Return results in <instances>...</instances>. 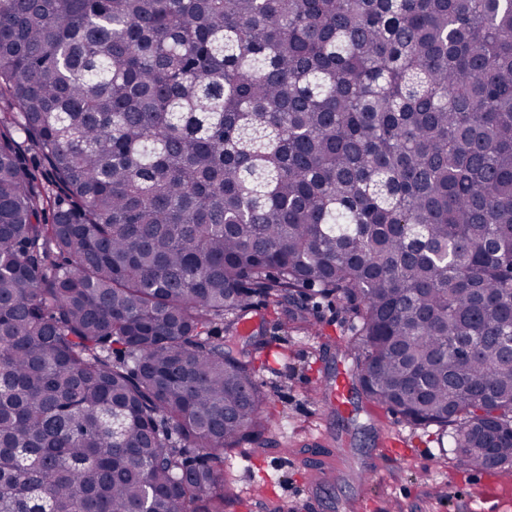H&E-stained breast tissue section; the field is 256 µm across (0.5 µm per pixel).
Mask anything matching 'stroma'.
Returning <instances> with one entry per match:
<instances>
[{"label":"stroma","mask_w":512,"mask_h":512,"mask_svg":"<svg viewBox=\"0 0 512 512\" xmlns=\"http://www.w3.org/2000/svg\"><path fill=\"white\" fill-rule=\"evenodd\" d=\"M305 307L308 334L287 329L279 308L252 310L272 422L225 454L224 512H512V477L460 466L447 430L402 422L363 392L341 302ZM342 378L344 411L334 399Z\"/></svg>","instance_id":"1"}]
</instances>
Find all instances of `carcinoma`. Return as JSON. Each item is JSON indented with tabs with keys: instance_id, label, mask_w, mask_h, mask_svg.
<instances>
[{
	"instance_id": "cac0c4a2",
	"label": "carcinoma",
	"mask_w": 512,
	"mask_h": 512,
	"mask_svg": "<svg viewBox=\"0 0 512 512\" xmlns=\"http://www.w3.org/2000/svg\"><path fill=\"white\" fill-rule=\"evenodd\" d=\"M0 100V512H224L311 286L512 475V0H0Z\"/></svg>"
}]
</instances>
